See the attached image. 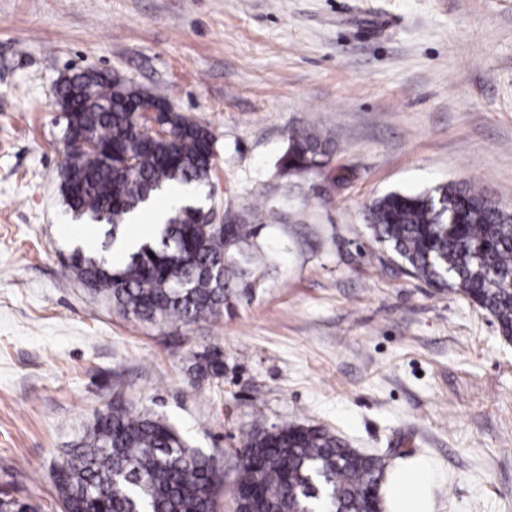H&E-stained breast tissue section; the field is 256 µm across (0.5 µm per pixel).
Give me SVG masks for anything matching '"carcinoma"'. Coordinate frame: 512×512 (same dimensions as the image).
<instances>
[{
	"label": "carcinoma",
	"mask_w": 512,
	"mask_h": 512,
	"mask_svg": "<svg viewBox=\"0 0 512 512\" xmlns=\"http://www.w3.org/2000/svg\"><path fill=\"white\" fill-rule=\"evenodd\" d=\"M55 105L65 117L62 169L72 176L60 184L63 201L104 229L102 249L70 252L68 277L119 314L161 329L220 316L249 294L248 268L259 262L250 239L255 225L280 220L272 206L212 224L200 216L204 206L174 205L153 238L116 262L109 256L131 214L158 192L209 185L216 152L207 127L97 70L60 79ZM136 108L155 112L169 135L144 136ZM87 137L99 151L83 148ZM331 155L329 139L294 130L276 168L302 175L329 166ZM365 221L411 275L462 292L512 342V212L476 189L444 183L382 195ZM195 371L223 377V353L197 354ZM386 467L319 426L257 431L236 450L235 512H374ZM51 478V509L60 512H219L224 487L216 456L188 447L162 418L134 413L119 399L63 451Z\"/></svg>",
	"instance_id": "1"
}]
</instances>
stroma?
Masks as SVG:
<instances>
[{
  "mask_svg": "<svg viewBox=\"0 0 512 512\" xmlns=\"http://www.w3.org/2000/svg\"><path fill=\"white\" fill-rule=\"evenodd\" d=\"M86 69L211 130L216 218L278 204L250 300L160 329L64 274L54 83ZM301 128L332 141L330 175H278ZM445 182L512 212V0H0V499L47 502L118 396L208 455L316 425L424 458L436 512H512V343L364 221ZM214 347L223 378L197 377Z\"/></svg>",
  "mask_w": 512,
  "mask_h": 512,
  "instance_id": "1",
  "label": "stroma"
}]
</instances>
